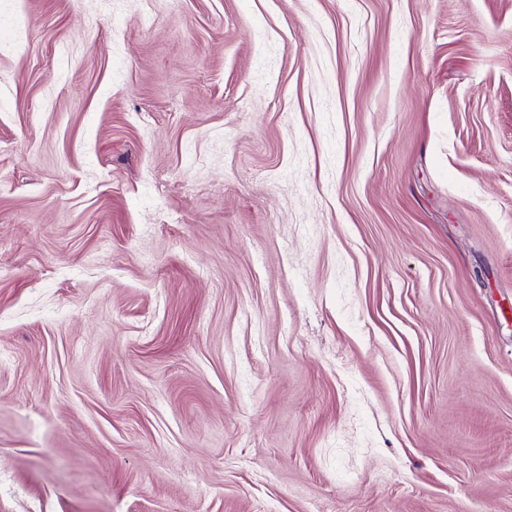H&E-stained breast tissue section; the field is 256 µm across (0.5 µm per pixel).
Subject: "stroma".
Returning <instances> with one entry per match:
<instances>
[{
  "mask_svg": "<svg viewBox=\"0 0 512 512\" xmlns=\"http://www.w3.org/2000/svg\"><path fill=\"white\" fill-rule=\"evenodd\" d=\"M0 512H512V0H0Z\"/></svg>",
  "mask_w": 512,
  "mask_h": 512,
  "instance_id": "stroma-1",
  "label": "stroma"
}]
</instances>
